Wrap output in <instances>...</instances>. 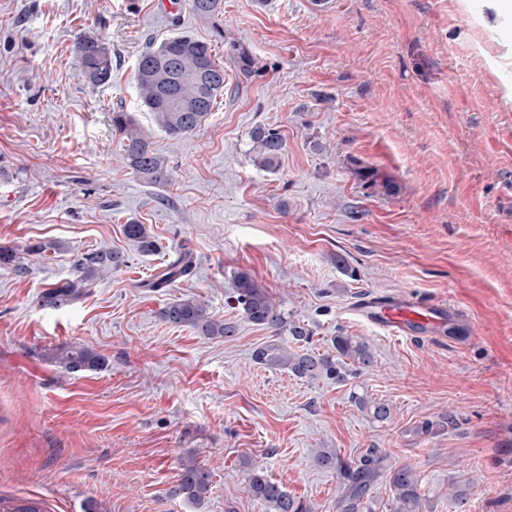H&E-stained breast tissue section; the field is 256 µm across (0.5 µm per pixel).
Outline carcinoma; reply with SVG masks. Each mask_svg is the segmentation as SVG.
Wrapping results in <instances>:
<instances>
[{
    "instance_id": "cac0c4a2",
    "label": "carcinoma",
    "mask_w": 512,
    "mask_h": 512,
    "mask_svg": "<svg viewBox=\"0 0 512 512\" xmlns=\"http://www.w3.org/2000/svg\"><path fill=\"white\" fill-rule=\"evenodd\" d=\"M189 10L203 19H217L224 11V0H187ZM101 40L81 35L76 38L74 54L82 78L88 83L107 85L112 81V50L99 52ZM135 81L140 111L148 112L155 125L173 139H182L200 129L208 120L215 100L224 92V67L213 58L208 43L189 35L164 39L149 46L137 59ZM112 130L124 142L128 167L147 185H164L171 179L166 159L150 145V132L130 112H112ZM253 162L265 170L279 167L286 141L275 128L256 126L250 131ZM124 235L136 251L149 254L157 243L149 227L138 222L124 225ZM51 244H28L20 247L0 246V271L25 277L31 269L26 257L42 254ZM121 251L92 250L74 260L71 277L53 284L38 297L43 308L61 309L82 300L112 271L126 265ZM193 253L186 247L176 251L163 269L142 283L159 291L192 274ZM234 301L250 322L271 329L274 335L284 332L297 347L292 349L280 341H272L257 349L254 359L267 367L285 370L298 378L321 376L338 382L346 380L351 370L372 363L370 346L353 336L338 334L331 339L334 353H316L307 347L311 331L286 316L270 301L266 291L250 276L241 273L236 279ZM170 324L189 327L202 336L224 337L236 332V325L214 318L207 308L194 300L167 304L159 313ZM47 359L67 374L100 370L105 360L88 346L62 345L51 349ZM384 458L371 451L359 461L349 464L332 448H322L316 455L319 466L333 469L341 479L342 491L337 499L338 512H360L362 501L370 493L382 469ZM244 474L251 495L269 507L270 512H309L308 506L291 496L282 485L268 478L259 467L244 462ZM394 494V512H420L419 479L412 468L394 469L389 477ZM210 489V474L192 461L181 464L176 496L194 502L202 501Z\"/></svg>"
}]
</instances>
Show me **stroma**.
Wrapping results in <instances>:
<instances>
[{"instance_id": "35a3bbf8", "label": "stroma", "mask_w": 512, "mask_h": 512, "mask_svg": "<svg viewBox=\"0 0 512 512\" xmlns=\"http://www.w3.org/2000/svg\"><path fill=\"white\" fill-rule=\"evenodd\" d=\"M484 11L483 0H224L214 23L164 0H0V246H49L27 277L0 271V497L44 512L91 501L266 512L245 487L248 460L312 512H336L339 479L317 449L352 463L374 448L384 470L365 512H394L389 472L404 465L422 512H512V20L489 42ZM80 34L109 43L111 84L79 76ZM186 34L210 44L224 92L178 142L138 111L134 67L150 41ZM233 44L254 61L243 86ZM119 109L150 130L170 183L146 185L126 165ZM258 125L286 140L276 170L252 162ZM131 221L149 225L154 253L129 245ZM183 246L193 274L144 288ZM99 248L127 265L73 306L38 305ZM241 273L311 330L309 348L358 336L372 365L339 383L256 363L274 336L231 302ZM182 299L236 335L161 321ZM368 303L442 306L446 319L396 336L354 315ZM65 344L105 367L63 373L45 354ZM185 459L211 474L198 505L170 494Z\"/></svg>"}]
</instances>
